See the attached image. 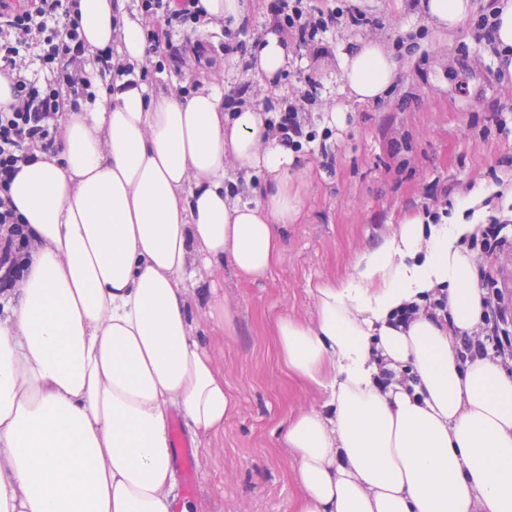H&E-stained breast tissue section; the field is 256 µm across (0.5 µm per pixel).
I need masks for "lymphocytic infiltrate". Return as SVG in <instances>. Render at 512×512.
Wrapping results in <instances>:
<instances>
[{"instance_id": "f902f5d3", "label": "lymphocytic infiltrate", "mask_w": 512, "mask_h": 512, "mask_svg": "<svg viewBox=\"0 0 512 512\" xmlns=\"http://www.w3.org/2000/svg\"><path fill=\"white\" fill-rule=\"evenodd\" d=\"M135 2L155 56L184 67L186 58L174 40L204 26L199 0ZM78 11L79 0H0V75L11 79L13 91L12 103L0 108V290L19 287L30 257V235L10 195L14 174L38 154L57 153L60 119L95 101V84L109 87L129 73L115 53L86 45ZM339 24L359 30L375 21L350 0H336L327 10L311 0H273L261 32L291 39L321 56L328 54L327 36ZM318 89V81L308 76L293 96L266 102L267 136L296 153L314 143ZM468 246L487 259L478 278L484 313L480 333L461 335L458 357L463 362L488 357L512 372V296L501 284L497 263L512 251V220L490 217Z\"/></svg>"}]
</instances>
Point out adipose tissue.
Masks as SVG:
<instances>
[{
	"label": "adipose tissue",
	"instance_id": "adipose-tissue-1",
	"mask_svg": "<svg viewBox=\"0 0 512 512\" xmlns=\"http://www.w3.org/2000/svg\"><path fill=\"white\" fill-rule=\"evenodd\" d=\"M441 32L473 0H421ZM89 48L149 56L125 0H81ZM120 38H113V30ZM253 72L275 84L287 44L267 35ZM344 102L324 115L344 130L351 103H376L400 65L365 41L340 56ZM62 148L23 166L12 199L32 235L22 288L0 294V512H201L174 494L170 415L195 445L236 407L224 371L193 333L190 301L229 264L256 280L278 263L284 230L303 217L311 169L266 140L264 114H225L224 90L191 96L116 81L93 108L66 112ZM250 201L224 195L225 163ZM477 221L406 218L312 296L315 320L280 317L273 336L287 374L324 395L288 420L282 441L300 490L296 512H512V375L488 358L461 362V333L483 314ZM448 293L447 324L393 313ZM412 387L377 382L380 365Z\"/></svg>",
	"mask_w": 512,
	"mask_h": 512
}]
</instances>
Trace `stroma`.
<instances>
[{"label":"stroma","instance_id":"35a3bbf8","mask_svg":"<svg viewBox=\"0 0 512 512\" xmlns=\"http://www.w3.org/2000/svg\"><path fill=\"white\" fill-rule=\"evenodd\" d=\"M376 18L372 31L339 26L327 40L330 51L313 59L299 48L276 86H256L254 107L268 97L300 88L308 71L322 83L316 112L342 101L340 51L351 45L418 36L414 54L400 56V77L380 103L351 106L349 125L327 142L333 171L320 168V155L302 152L315 165L301 223L289 225L279 263L255 282L240 279L230 266L211 278L210 302L231 315L226 327L209 317L210 303H192L194 333L224 368V381L238 404L224 431L196 449L194 499L206 512H295L299 489L291 453L280 430L299 408L317 406L322 395L288 377L277 359L272 326L283 315L313 320L311 287L340 280L352 270L356 253L382 239L405 216L421 213L429 192L459 203L475 192L492 195L491 173L512 183V74L501 71L495 47L465 24L442 35L414 0H353ZM206 78L227 88L252 81L239 54L222 56L219 67L176 73L151 72L152 89L192 84ZM406 140L392 152V139Z\"/></svg>","mask_w":512,"mask_h":512}]
</instances>
